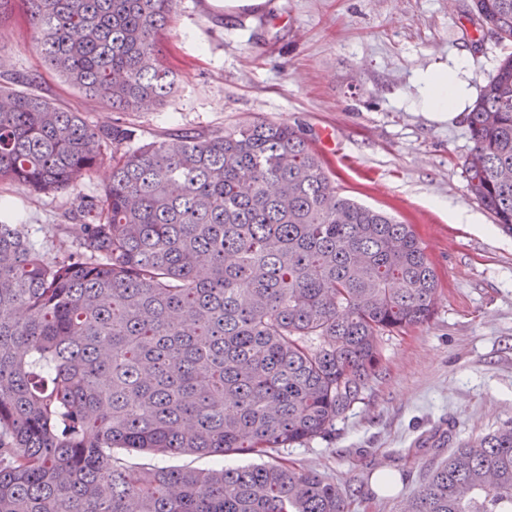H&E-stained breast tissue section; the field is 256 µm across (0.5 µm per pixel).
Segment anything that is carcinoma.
Listing matches in <instances>:
<instances>
[{
    "mask_svg": "<svg viewBox=\"0 0 512 512\" xmlns=\"http://www.w3.org/2000/svg\"><path fill=\"white\" fill-rule=\"evenodd\" d=\"M47 62L118 112L176 83L155 52L176 0H22ZM512 45V0H472ZM470 194L512 235V53L468 113ZM35 92L0 86V183L81 202L80 249L49 259L0 222V512H346L275 462L135 469L124 451L267 454L362 399L380 338L427 322L438 280L409 224L336 192L301 130L257 118L132 151ZM405 512H512V425L459 443Z\"/></svg>",
    "mask_w": 512,
    "mask_h": 512,
    "instance_id": "1",
    "label": "carcinoma"
}]
</instances>
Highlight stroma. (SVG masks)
Instances as JSON below:
<instances>
[{
	"label": "stroma",
	"instance_id": "obj_1",
	"mask_svg": "<svg viewBox=\"0 0 512 512\" xmlns=\"http://www.w3.org/2000/svg\"><path fill=\"white\" fill-rule=\"evenodd\" d=\"M157 50L177 75L173 92L149 109L116 112L47 66L23 4L0 19V73L32 76L34 92L90 125L127 127V149L258 117L313 139L329 130L336 148L323 158L337 192L412 225L438 278L429 321L381 338L379 371L329 435L224 459L313 471L346 490L349 512H403L427 465L460 441L512 423V237L467 190L465 120L433 118L418 85L421 71L453 68L464 56L465 80L480 91L503 45L481 26L472 0H266L231 13L214 0H178ZM109 169L102 162L54 195L0 184V221L23 225L46 257L61 240L77 249L79 206L101 195ZM459 205L474 223H454ZM124 462L207 469L215 459L133 452ZM384 467L398 477L386 496L370 483Z\"/></svg>",
	"mask_w": 512,
	"mask_h": 512
}]
</instances>
